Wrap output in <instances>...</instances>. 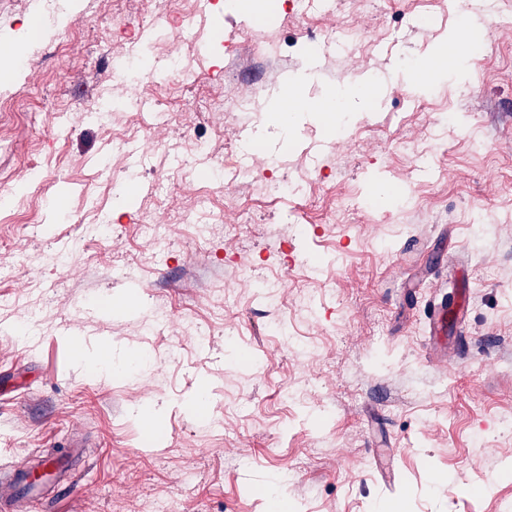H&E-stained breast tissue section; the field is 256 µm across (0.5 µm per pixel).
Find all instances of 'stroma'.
<instances>
[{
  "mask_svg": "<svg viewBox=\"0 0 512 512\" xmlns=\"http://www.w3.org/2000/svg\"><path fill=\"white\" fill-rule=\"evenodd\" d=\"M456 2L0 0V478L81 444L19 512H512V0ZM463 25L462 69L412 94ZM332 26L367 39L324 50ZM367 80L363 111L273 120L291 82ZM459 288L438 363L428 310ZM105 343L142 366L97 372Z\"/></svg>",
  "mask_w": 512,
  "mask_h": 512,
  "instance_id": "1",
  "label": "stroma"
}]
</instances>
